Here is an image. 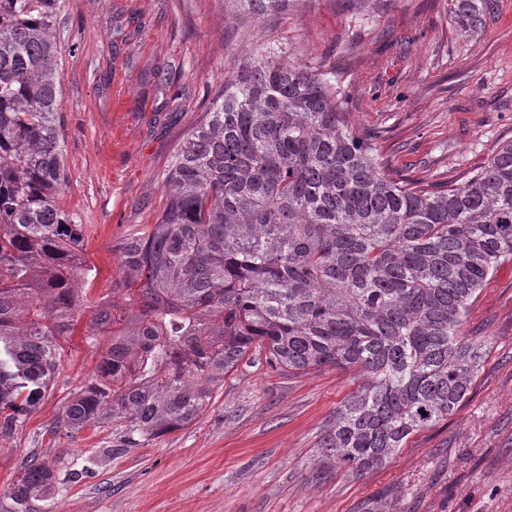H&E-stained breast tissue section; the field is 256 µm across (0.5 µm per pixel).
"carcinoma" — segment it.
I'll return each mask as SVG.
<instances>
[{"label":"carcinoma","instance_id":"cac0c4a2","mask_svg":"<svg viewBox=\"0 0 512 512\" xmlns=\"http://www.w3.org/2000/svg\"><path fill=\"white\" fill-rule=\"evenodd\" d=\"M254 15L299 0H232ZM493 0H448L458 35ZM57 0H0V436L25 424L90 314L96 376L46 432L120 431L141 448L190 425L247 355L284 371L356 369L311 459L318 480L379 467L466 401L486 343L462 327L512 257V143L456 187L389 177L325 73L278 45L244 57L174 150L168 203L121 244L125 304L88 297L65 182ZM61 453L20 465L0 512H54L91 470Z\"/></svg>","mask_w":512,"mask_h":512}]
</instances>
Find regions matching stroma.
I'll list each match as a JSON object with an SVG mask.
<instances>
[{"instance_id":"stroma-1","label":"stroma","mask_w":512,"mask_h":512,"mask_svg":"<svg viewBox=\"0 0 512 512\" xmlns=\"http://www.w3.org/2000/svg\"><path fill=\"white\" fill-rule=\"evenodd\" d=\"M58 105L66 180L59 204L83 227L96 270L90 297L111 296L121 242L167 205L178 142L209 111L224 75L266 45L335 70L355 135L394 178L457 185L512 142V0H495L477 36H457L446 0H300L257 21L232 0H58ZM466 339L486 341L468 401L412 434L381 467L312 478L310 460L353 369L277 371L244 359L187 428L113 454L109 430L52 438L61 398L95 373L101 351L63 339L54 386L0 437V497L30 452L97 455L56 489L55 512H512V258L469 309Z\"/></svg>"}]
</instances>
